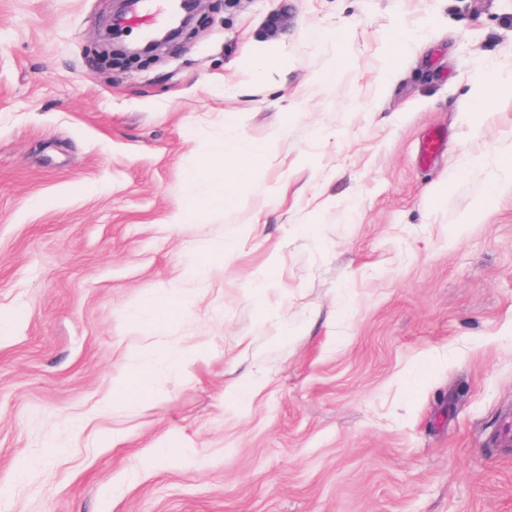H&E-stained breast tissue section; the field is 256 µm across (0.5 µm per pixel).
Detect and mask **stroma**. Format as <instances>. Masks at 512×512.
<instances>
[{"mask_svg":"<svg viewBox=\"0 0 512 512\" xmlns=\"http://www.w3.org/2000/svg\"><path fill=\"white\" fill-rule=\"evenodd\" d=\"M111 14L0 0V512H512V0ZM167 0H138L130 4L127 25L145 26L149 31L165 16ZM177 11L180 17L178 25L164 37L149 42L143 47L135 49H125L126 56H146L152 54L161 44L177 38L190 23L194 11V5L200 4L201 0H180L178 1ZM264 159H266V152L263 147L259 145H251L249 150L238 152L233 155L223 154L220 156L206 157L203 161L202 170L218 168L225 173L224 193L216 199V202L222 204L224 199L229 200L232 194L235 178L233 176H229V172L236 174L242 168H250Z\"/></svg>","mask_w":512,"mask_h":512,"instance_id":"35a3bbf8","label":"stroma"}]
</instances>
